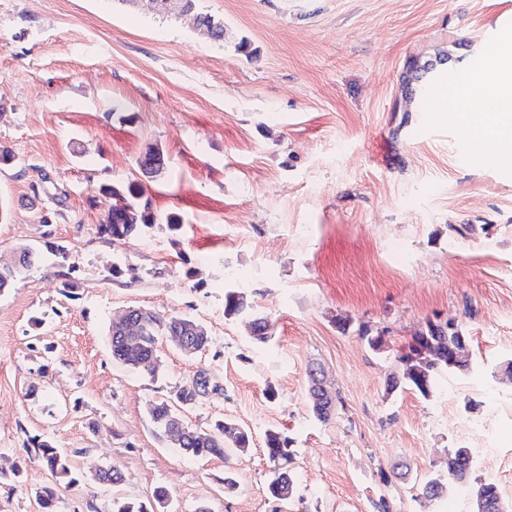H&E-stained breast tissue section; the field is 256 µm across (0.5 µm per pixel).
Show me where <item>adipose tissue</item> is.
I'll return each mask as SVG.
<instances>
[{
	"mask_svg": "<svg viewBox=\"0 0 512 512\" xmlns=\"http://www.w3.org/2000/svg\"><path fill=\"white\" fill-rule=\"evenodd\" d=\"M481 159L512 161V38L484 52L479 71L454 86L437 90Z\"/></svg>",
	"mask_w": 512,
	"mask_h": 512,
	"instance_id": "obj_1",
	"label": "adipose tissue"
}]
</instances>
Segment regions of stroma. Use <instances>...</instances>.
Masks as SVG:
<instances>
[{
  "instance_id": "35a3bbf8",
  "label": "stroma",
  "mask_w": 512,
  "mask_h": 512,
  "mask_svg": "<svg viewBox=\"0 0 512 512\" xmlns=\"http://www.w3.org/2000/svg\"><path fill=\"white\" fill-rule=\"evenodd\" d=\"M200 7L223 20L224 45L139 0H0V145L15 156L0 165V258L38 256L0 292V512H41L35 492L51 485L55 512H112L159 486L169 512H274L269 429L291 441L304 512H377L383 497L393 512H473L461 486L419 494L449 451L480 448L457 432L471 419L493 423L491 464L512 501V418L481 391L512 395V167L480 162L455 123L406 93L410 64L477 61L512 0ZM243 38L250 54L235 49ZM151 145L169 158L153 182L138 165ZM45 180L64 203L33 192ZM115 181L180 215L178 238L99 237L98 190ZM229 287L270 316L267 345L225 319ZM133 306L194 317L210 349L188 356L163 339L158 377L128 369L108 327ZM436 318L461 324L473 371L438 376L428 397L387 394L394 350ZM362 323L390 328V351H372ZM314 366L341 397L326 423L308 405ZM202 368L224 391L186 423L233 421L252 435L248 453L191 457L150 421V402ZM34 438L67 454L73 483L29 461ZM108 467L125 483L94 480Z\"/></svg>"
}]
</instances>
